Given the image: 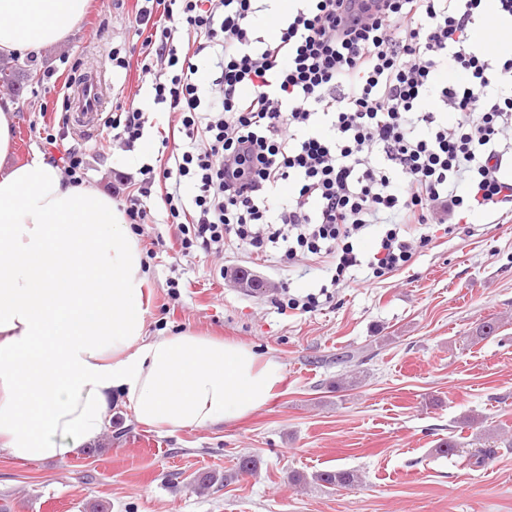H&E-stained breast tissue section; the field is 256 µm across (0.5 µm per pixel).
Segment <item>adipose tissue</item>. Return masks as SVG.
<instances>
[{
  "mask_svg": "<svg viewBox=\"0 0 512 512\" xmlns=\"http://www.w3.org/2000/svg\"><path fill=\"white\" fill-rule=\"evenodd\" d=\"M90 0H0V56L65 40ZM15 105L0 100V450L61 460L97 441L121 391L170 431L266 406L280 364L192 330L146 336L148 271L110 195L43 156L12 163Z\"/></svg>",
  "mask_w": 512,
  "mask_h": 512,
  "instance_id": "adipose-tissue-1",
  "label": "adipose tissue"
}]
</instances>
